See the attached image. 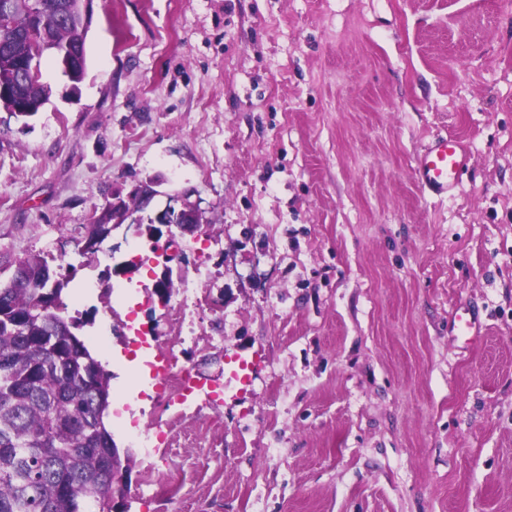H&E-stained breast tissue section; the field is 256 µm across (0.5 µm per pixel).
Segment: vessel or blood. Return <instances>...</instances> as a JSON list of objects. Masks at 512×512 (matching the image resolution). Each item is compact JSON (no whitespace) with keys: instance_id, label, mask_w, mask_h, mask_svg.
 I'll return each instance as SVG.
<instances>
[{"instance_id":"1","label":"vessel or blood","mask_w":512,"mask_h":512,"mask_svg":"<svg viewBox=\"0 0 512 512\" xmlns=\"http://www.w3.org/2000/svg\"><path fill=\"white\" fill-rule=\"evenodd\" d=\"M471 157L469 146L457 135H434L415 159V178L428 196L446 199L460 186L470 168ZM451 330L472 339L481 335L483 324L476 313L466 310L455 315Z\"/></svg>"}]
</instances>
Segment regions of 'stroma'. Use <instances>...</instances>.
I'll list each match as a JSON object with an SVG mask.
<instances>
[{"instance_id": "obj_1", "label": "stroma", "mask_w": 512, "mask_h": 512, "mask_svg": "<svg viewBox=\"0 0 512 512\" xmlns=\"http://www.w3.org/2000/svg\"><path fill=\"white\" fill-rule=\"evenodd\" d=\"M41 70L40 112L0 110V281L29 253L76 265L66 314L112 350L129 512H512V6L94 0L82 82ZM445 132L472 163L438 202L413 159ZM146 182L142 218L187 196L207 224H123L85 264L104 195ZM186 321L179 365L224 392L178 417L147 363ZM169 424L173 445L136 447ZM163 459L178 494L145 486ZM482 330L483 323L479 316L470 310H463V313L455 315L451 327L456 336L468 337L467 340L482 336Z\"/></svg>"}]
</instances>
